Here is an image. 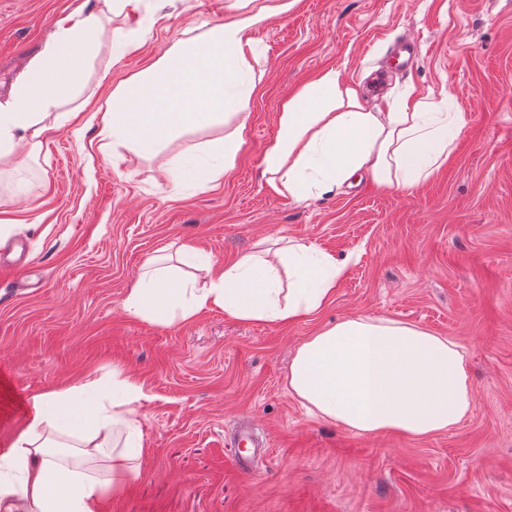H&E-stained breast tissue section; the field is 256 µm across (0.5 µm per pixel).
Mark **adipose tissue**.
Wrapping results in <instances>:
<instances>
[{
	"instance_id": "1",
	"label": "adipose tissue",
	"mask_w": 512,
	"mask_h": 512,
	"mask_svg": "<svg viewBox=\"0 0 512 512\" xmlns=\"http://www.w3.org/2000/svg\"><path fill=\"white\" fill-rule=\"evenodd\" d=\"M134 2L103 0V10L59 22L0 100V172L20 169L39 154L49 125L78 121L92 98L87 77L101 49L102 13ZM262 19L244 13L170 46L113 90L98 137L147 154L237 115L256 89L248 32ZM466 124L448 99L431 96L367 111L358 89L330 68L284 101L265 156L267 183L296 200L361 177L408 189L448 161ZM245 130L241 123L207 144L185 143L172 174L201 186L216 183L233 168ZM345 271L334 255L296 240L244 253L201 284L159 256L138 273L122 308L158 325L214 308L245 322L290 324L328 304ZM288 387L323 419L367 437L433 436L465 419L474 402L457 342L412 323L364 315L302 342ZM142 397L141 385L117 369L108 381L89 377L35 394L32 422L0 453V512H101L105 496L140 471ZM117 437L121 445L111 447Z\"/></svg>"
}]
</instances>
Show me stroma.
<instances>
[{
    "label": "stroma",
    "instance_id": "obj_1",
    "mask_svg": "<svg viewBox=\"0 0 512 512\" xmlns=\"http://www.w3.org/2000/svg\"><path fill=\"white\" fill-rule=\"evenodd\" d=\"M84 0H0V94ZM234 0H140L105 30L138 48H101L77 125L51 128L27 167L0 175V449L32 421L33 395L120 369L143 386L139 474L102 512H512V0H252L257 89L233 169L207 188L171 181L183 141L148 156L96 135L113 89L176 41L235 20ZM400 37L417 45L383 93L367 77ZM361 87L364 106L450 95L468 126L452 156L409 191L370 180L297 201L274 193L263 158L282 102L320 72ZM312 243L347 264L330 304L295 323L242 322L220 309L163 326L127 315L139 268L191 244L215 270L266 238ZM356 314L417 324L462 346L469 416L426 439L365 437L309 412L288 389L296 347ZM247 421L268 448L244 475L229 442ZM136 48V37L130 32L117 30L111 38V56L113 61H120Z\"/></svg>",
    "mask_w": 512,
    "mask_h": 512
}]
</instances>
